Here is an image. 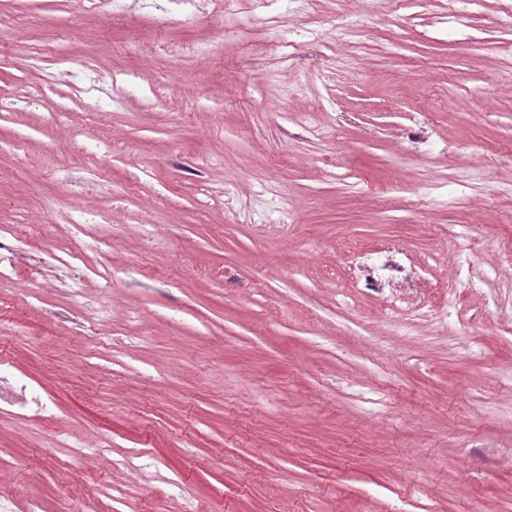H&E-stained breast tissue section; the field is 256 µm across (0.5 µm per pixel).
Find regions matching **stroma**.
<instances>
[{
  "instance_id": "stroma-1",
  "label": "stroma",
  "mask_w": 512,
  "mask_h": 512,
  "mask_svg": "<svg viewBox=\"0 0 512 512\" xmlns=\"http://www.w3.org/2000/svg\"><path fill=\"white\" fill-rule=\"evenodd\" d=\"M265 14L0 0V225L59 257L0 276L9 512H512V17ZM32 404L43 408V404L30 394L25 385H19L15 380L6 374L0 372V409L6 407L24 411Z\"/></svg>"
}]
</instances>
